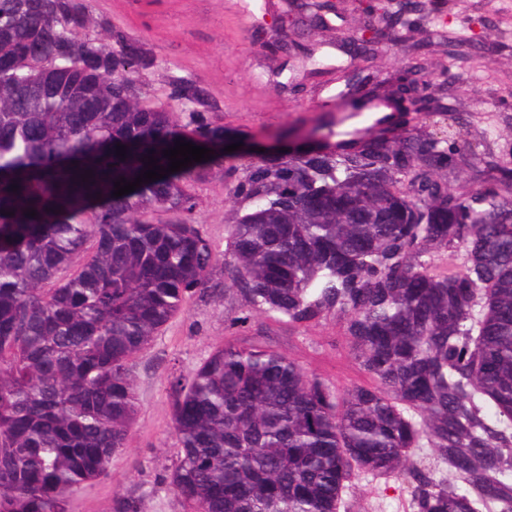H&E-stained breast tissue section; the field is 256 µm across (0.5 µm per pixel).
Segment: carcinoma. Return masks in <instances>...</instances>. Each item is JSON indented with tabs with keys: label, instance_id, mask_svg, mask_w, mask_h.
<instances>
[{
	"label": "carcinoma",
	"instance_id": "cac0c4a2",
	"mask_svg": "<svg viewBox=\"0 0 512 512\" xmlns=\"http://www.w3.org/2000/svg\"><path fill=\"white\" fill-rule=\"evenodd\" d=\"M423 10L363 14L391 35ZM319 26L307 13L275 49L310 57ZM160 67L91 0H0V512H71L126 448L132 358L189 299L228 291L291 326L342 319L373 385L340 394L271 347H216L169 383V486L189 512H339L362 473L400 482L413 512H512V167L459 143L460 112L447 138L226 167L224 101L170 66L167 102L148 104L139 84ZM398 80L402 114H419L452 75L413 56ZM178 141L210 159L113 196ZM476 161L498 179L457 189ZM215 164L234 197L222 253L193 220ZM338 191L348 215L326 205ZM420 448L448 477L407 464Z\"/></svg>",
	"mask_w": 512,
	"mask_h": 512
}]
</instances>
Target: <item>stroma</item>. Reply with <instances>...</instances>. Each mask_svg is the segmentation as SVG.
<instances>
[{"mask_svg":"<svg viewBox=\"0 0 512 512\" xmlns=\"http://www.w3.org/2000/svg\"><path fill=\"white\" fill-rule=\"evenodd\" d=\"M437 25L407 30L402 39H379L370 58L350 56L346 38L361 35L349 0L329 15L326 29L311 41L323 70L309 74L304 60L281 66L269 47L280 30L279 0H94V7L132 35L147 38L164 61L181 74L201 78L224 102L229 164L245 167L262 155L286 151L319 136L348 139L378 129L376 112L335 109L347 94L348 70L361 76L398 73L413 51L430 69L448 68V109L468 113L464 134L472 150H492L512 160V0H432ZM459 40L465 55L451 59L440 34ZM200 199L194 220L224 248V219L230 187L221 167L196 185ZM276 349L337 391L369 384L354 360L343 323L330 315L304 327L269 318H246L233 295L190 299L184 311L136 355L130 369L139 413L127 447L112 461L110 475L81 493L74 512H112L115 494L135 492L142 512H188L166 481L177 458L172 432L169 379L189 372L224 342ZM340 512H411L409 495L391 478L364 475L353 480Z\"/></svg>","mask_w":512,"mask_h":512,"instance_id":"35a3bbf8","label":"stroma"}]
</instances>
